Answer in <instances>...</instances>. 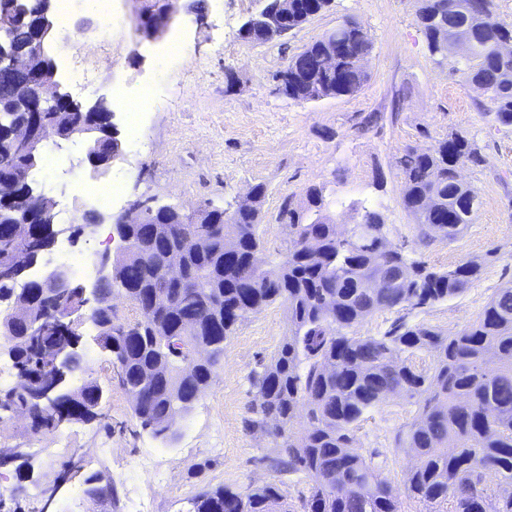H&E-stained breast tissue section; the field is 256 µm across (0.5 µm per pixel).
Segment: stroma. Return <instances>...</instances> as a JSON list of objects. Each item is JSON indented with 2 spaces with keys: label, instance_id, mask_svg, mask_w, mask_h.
Returning a JSON list of instances; mask_svg holds the SVG:
<instances>
[{
  "label": "stroma",
  "instance_id": "35a3bbf8",
  "mask_svg": "<svg viewBox=\"0 0 512 512\" xmlns=\"http://www.w3.org/2000/svg\"><path fill=\"white\" fill-rule=\"evenodd\" d=\"M110 4L112 15L106 18L96 0H70L67 19L56 22L48 46L62 90L81 104L113 108L123 146L121 160L107 173L121 182L123 195L109 204L81 191L92 179L83 163L85 138L47 143L31 180L67 208L73 227L97 216L113 226L136 200L224 207L261 183L267 192L261 202L260 258L270 262L285 248L275 221L283 196L300 198L306 188L319 186L337 223H353L357 206L375 202L391 226V241L413 246L418 259L442 269L479 261L477 279L457 298L376 313L358 325L363 335L382 334L400 315L409 324L455 334L483 312L497 288L512 281V128L495 125L483 92L459 78L456 69L465 63L460 51L441 60L430 56L418 19L420 0H331L301 28L269 44L240 35L263 0H178L166 37L154 41L135 30L136 0ZM347 19L372 41L362 90L314 102L281 94L276 76L289 58ZM173 36L184 44L182 54L168 52ZM80 37L109 55L110 67L75 54L70 43ZM118 87L132 102L147 90L154 95L138 135L130 134L123 108L114 104L112 91ZM455 132L479 147L480 163L465 161L457 168L477 194V209L456 239L422 245L402 204L398 160L406 146L428 150ZM117 250L116 242L98 232L73 242L64 238L37 268L69 266L74 255L95 263ZM82 334L80 368L68 383L75 388L90 379L104 387L108 398L102 415L36 434L26 417L0 411V454L10 458L0 466V512H41L44 492L52 487L57 490L52 512H74V496L85 492L92 476L112 483L116 496L112 504L94 502L95 512H134L141 499L149 500L152 512H190L191 499L201 491L224 486L245 493L267 483L278 485L298 512L308 479L262 463L272 439L246 426L256 399L252 376L288 334L286 304H269L239 320L213 382L178 418L173 446L142 428L111 356L93 339L92 326H84ZM416 412L413 401L397 396L370 412L356 431V448L374 456L397 483L410 458L393 437ZM109 446L117 450L112 459L79 466L66 482L56 483L69 451L79 450L86 460Z\"/></svg>",
  "mask_w": 512,
  "mask_h": 512
}]
</instances>
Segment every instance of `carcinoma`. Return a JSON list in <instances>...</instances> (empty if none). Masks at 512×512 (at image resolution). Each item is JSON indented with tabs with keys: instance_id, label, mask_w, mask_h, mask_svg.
Masks as SVG:
<instances>
[{
	"instance_id": "1",
	"label": "carcinoma",
	"mask_w": 512,
	"mask_h": 512,
	"mask_svg": "<svg viewBox=\"0 0 512 512\" xmlns=\"http://www.w3.org/2000/svg\"><path fill=\"white\" fill-rule=\"evenodd\" d=\"M330 0H295L283 30L301 27L329 6ZM43 0H0L3 41L28 46ZM162 0H150L137 19L141 30L163 22ZM419 22L430 56L445 31L466 25L472 50L462 76L484 90L489 114L512 127V55L497 45L512 41V26L498 19L495 0H422ZM372 51L368 35L346 20L304 46L278 73L280 91L290 99L318 101L353 96L367 81L364 63ZM336 56V68L322 58ZM16 77L0 71V123L22 118L11 88ZM100 105L91 112L73 106L47 114L67 128H94ZM88 148L106 155L114 140L100 132L87 135ZM477 151L466 136L452 134L427 151L407 148L399 160L404 176V208L414 217L420 241L431 234L455 239L475 212L474 189L457 180L463 159ZM33 160L17 155L9 137L0 140V182L20 183ZM254 205L230 212L201 206L200 224H179L171 208L156 211L143 224H132V244L119 265L120 282L102 296L92 315L95 329L109 328L110 344L101 346L120 361L118 382L131 397L135 416L154 436L168 440L169 419L187 410L210 385L224 360V343L233 327L250 312L278 300L288 306L289 330L280 350L253 376L258 403L249 426L273 438L271 466L302 473L310 480L302 512H403L414 500L424 512H512V285L498 289L480 316L454 336L423 324L393 323L380 336L361 335L356 327L381 311L421 308L451 300L477 278L480 264L463 262L437 270L409 256L389 240L391 229L381 212L362 205L352 233L342 237L329 212L323 189L309 187L301 206L287 197L276 221L286 235L282 258L256 262L260 249L261 202L266 188L253 187ZM12 221L0 218V303L12 300L16 285L6 270L9 253L34 242H8ZM205 233L209 246L198 251L185 242ZM174 254L184 268L182 279L165 282L158 268ZM123 290L138 311L132 323H120L113 290ZM32 315H52L40 280L27 283ZM14 333L11 351L18 380L0 409L27 408L35 433L57 427L56 412L83 420L103 396L92 380L74 389L67 403L41 393L52 373L40 357L45 344L80 337L81 324L62 325L28 341L11 315L0 328ZM210 347L202 364L190 360L198 346ZM416 351L431 357L426 369L411 363ZM392 396L415 400L416 417L394 436L405 448L410 466L403 486L393 483L373 459L356 451L354 430L371 411ZM307 408L309 427L297 435L293 423L299 405ZM499 477L495 493L486 478ZM191 512H290L283 491L266 484L242 495L218 487L196 495Z\"/></svg>"
}]
</instances>
